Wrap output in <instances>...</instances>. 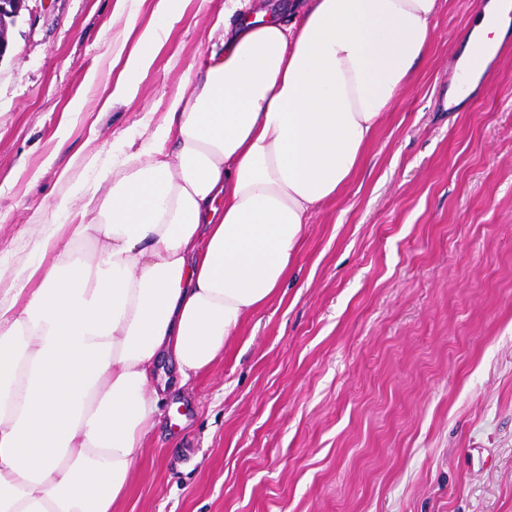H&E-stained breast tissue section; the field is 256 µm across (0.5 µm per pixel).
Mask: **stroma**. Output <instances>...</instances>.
<instances>
[{
  "instance_id": "stroma-1",
  "label": "stroma",
  "mask_w": 512,
  "mask_h": 512,
  "mask_svg": "<svg viewBox=\"0 0 512 512\" xmlns=\"http://www.w3.org/2000/svg\"><path fill=\"white\" fill-rule=\"evenodd\" d=\"M115 0H28L0 59V271L94 187L213 50L224 0H184L137 96L106 44ZM477 0L433 40L336 202L311 213L278 295L164 394L118 512H512V37L443 108ZM96 167H89V157Z\"/></svg>"
}]
</instances>
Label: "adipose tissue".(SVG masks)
Returning <instances> with one entry per match:
<instances>
[{
  "label": "adipose tissue",
  "mask_w": 512,
  "mask_h": 512,
  "mask_svg": "<svg viewBox=\"0 0 512 512\" xmlns=\"http://www.w3.org/2000/svg\"><path fill=\"white\" fill-rule=\"evenodd\" d=\"M440 0H226L222 50L138 152L113 155L74 223L42 230L0 288V512H115L161 394L223 356L288 276L311 213L336 198L427 53ZM507 21L481 17L482 46ZM158 28L124 59L134 98Z\"/></svg>",
  "instance_id": "adipose-tissue-1"
}]
</instances>
